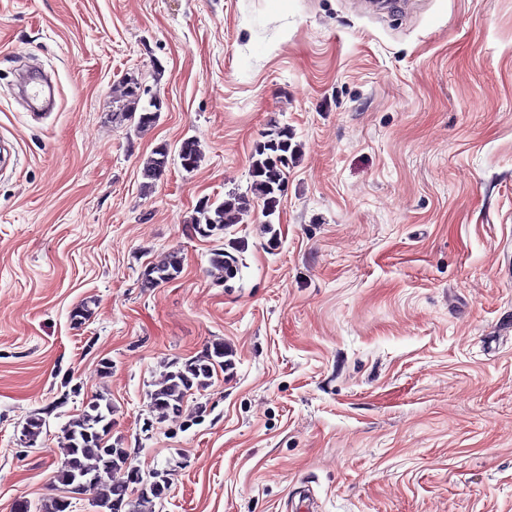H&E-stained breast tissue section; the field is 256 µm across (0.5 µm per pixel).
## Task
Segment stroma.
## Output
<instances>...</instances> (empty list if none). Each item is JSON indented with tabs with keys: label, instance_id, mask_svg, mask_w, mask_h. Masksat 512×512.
Wrapping results in <instances>:
<instances>
[{
	"label": "stroma",
	"instance_id": "1",
	"mask_svg": "<svg viewBox=\"0 0 512 512\" xmlns=\"http://www.w3.org/2000/svg\"><path fill=\"white\" fill-rule=\"evenodd\" d=\"M34 64L52 111L14 93ZM129 75L161 105L142 133L112 118ZM284 125L272 218L191 234ZM189 137L199 167L148 182ZM217 342L230 369L158 417L170 365ZM97 394L130 466L168 475L142 512H512V0H0V512H41ZM169 153L170 148L165 143H161L153 149L152 155L145 169V176L147 178L156 180L164 174L167 169V157ZM210 263L212 268L221 273V278L230 279L233 278L238 271V261L236 256L224 249L213 250ZM182 257L174 252L166 262L146 267L142 273L141 284L145 288H153L161 283L175 279L181 272Z\"/></svg>",
	"mask_w": 512,
	"mask_h": 512
}]
</instances>
